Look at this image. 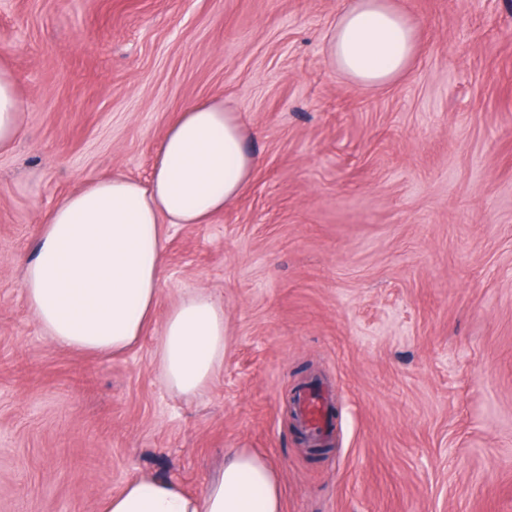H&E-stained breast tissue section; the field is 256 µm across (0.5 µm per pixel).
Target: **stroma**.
<instances>
[{
	"label": "stroma",
	"instance_id": "35a3bbf8",
	"mask_svg": "<svg viewBox=\"0 0 512 512\" xmlns=\"http://www.w3.org/2000/svg\"><path fill=\"white\" fill-rule=\"evenodd\" d=\"M350 2L0 0L24 103L0 152V512H97L143 471L198 494L239 448L284 512H512V0H393L418 48L380 87L325 61ZM216 95L248 128V191L169 228L132 350L58 347L21 288L43 215L148 180L177 112ZM196 290L227 336L187 397L156 352ZM314 377L336 410L320 460L291 414Z\"/></svg>",
	"mask_w": 512,
	"mask_h": 512
}]
</instances>
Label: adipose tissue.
Here are the masks:
<instances>
[{
  "label": "adipose tissue",
  "mask_w": 512,
  "mask_h": 512,
  "mask_svg": "<svg viewBox=\"0 0 512 512\" xmlns=\"http://www.w3.org/2000/svg\"><path fill=\"white\" fill-rule=\"evenodd\" d=\"M417 32L391 0H353L336 18L326 62L349 80L384 86L406 71ZM24 110L0 67V149L20 137ZM257 163L240 115L214 97L184 107L165 132L148 183L116 174L59 199L23 263L28 307L53 342L90 354H120L150 324L165 261V227L205 224L249 187ZM224 304L186 294L169 311L157 359L185 395L204 390L224 364ZM99 512H284L273 464L232 451L205 491L140 473L103 497Z\"/></svg>",
  "instance_id": "adipose-tissue-1"
}]
</instances>
